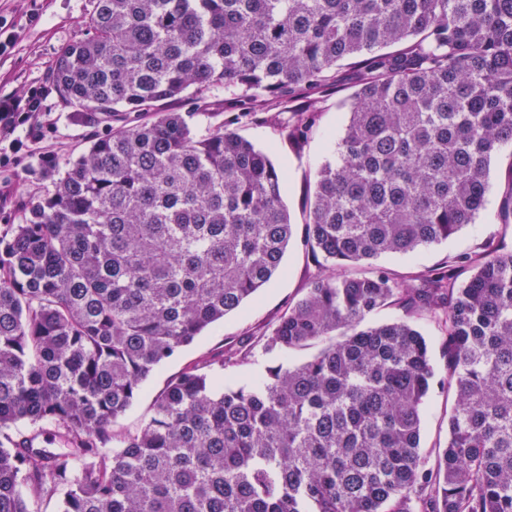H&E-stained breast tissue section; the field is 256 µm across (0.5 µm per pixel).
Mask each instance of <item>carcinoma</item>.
I'll return each instance as SVG.
<instances>
[{"label":"carcinoma","mask_w":512,"mask_h":512,"mask_svg":"<svg viewBox=\"0 0 512 512\" xmlns=\"http://www.w3.org/2000/svg\"><path fill=\"white\" fill-rule=\"evenodd\" d=\"M85 26L52 85L107 132L43 165L50 189L0 233V512H512V251L489 242L418 285L373 267L475 223L512 142V0H93ZM344 63L353 104L299 228L233 126L327 91ZM215 88L232 106L205 136L165 108ZM314 114L288 139L304 144ZM296 237L325 269H366L319 274L260 351L184 369L116 433L154 370L269 283ZM391 304L444 326L456 403L433 469L429 344L409 321L364 325ZM258 353L280 363L224 385ZM46 423L65 451L38 446Z\"/></svg>","instance_id":"cac0c4a2"}]
</instances>
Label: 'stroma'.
I'll return each instance as SVG.
<instances>
[{"label": "stroma", "mask_w": 512, "mask_h": 512, "mask_svg": "<svg viewBox=\"0 0 512 512\" xmlns=\"http://www.w3.org/2000/svg\"><path fill=\"white\" fill-rule=\"evenodd\" d=\"M92 8V0H0V19L13 33L10 49L0 55V100L22 98L33 92L43 96L41 109L12 129L8 139H0V227L20 223L23 203L42 194L44 185L34 171L44 157H51L56 165H66L85 148L92 134L91 128L80 124L53 92L50 79L60 49L83 37L84 22ZM353 92L349 69L340 66L337 90L312 98L316 121L307 143L301 147L290 142L278 125L245 122L236 127L239 135L266 151L281 171L283 198L296 224L306 220L309 185L316 170L332 157L335 141L347 121ZM511 172L512 144H507L492 162V188L475 224L428 249L382 257L381 265L410 283L425 271L451 264L457 256L481 252L489 241L511 251L512 224H503L499 219L500 188ZM318 272L301 243L290 244L281 271L269 284L154 371L132 406L117 420L116 431H138L149 418L156 395L187 366L219 349L245 341L253 343L268 335L288 307L304 297L308 283ZM416 325L430 343L436 374L424 405L420 442L422 461L432 467L448 438V414L454 395L445 384L441 326L424 318L418 319Z\"/></svg>", "instance_id": "stroma-1"}]
</instances>
